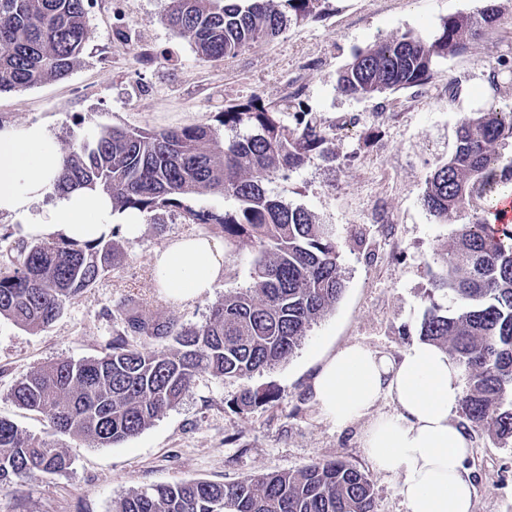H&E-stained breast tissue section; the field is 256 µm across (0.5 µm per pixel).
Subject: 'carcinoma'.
<instances>
[{"label": "carcinoma", "mask_w": 512, "mask_h": 512, "mask_svg": "<svg viewBox=\"0 0 512 512\" xmlns=\"http://www.w3.org/2000/svg\"><path fill=\"white\" fill-rule=\"evenodd\" d=\"M87 0H0V92L65 79L87 40ZM171 0L163 17L204 60L233 57L287 24L318 19L329 0ZM500 21L494 0L477 16L451 15L430 41L411 32L356 52L337 78L338 93L363 100L423 86L436 58L467 51ZM512 61L497 57L484 75L488 108L470 112L455 129L448 159L426 180L423 204L440 221L462 219L452 243L436 252L429 307L419 338L445 349L468 374L461 425L500 445L512 444V224L493 201L512 196V108L503 109ZM221 136L211 126L160 131L101 125L63 153L56 188L97 189L115 209L151 213L182 208L193 193L230 196L234 210H187L195 224L217 225L224 239L256 250L246 288L224 292L198 326L153 318L128 295L112 306V342L98 357L60 360L19 381L11 396L53 428L90 447L119 445L139 434L191 390L195 377L248 380L298 349L311 325L340 299V245L330 224L290 207L265 183L327 153L329 135L299 109L283 123L258 97L227 106ZM476 198L490 201L469 213ZM76 245L20 240L0 252V317L38 329L67 302L118 266L113 236ZM451 301L444 307L435 295ZM171 346L146 351L143 344ZM268 388H246L237 407L267 406ZM69 455L0 418V486L37 474L68 472ZM112 512H375L369 477L339 459L317 460L294 472H269L231 484L181 481L133 491Z\"/></svg>", "instance_id": "1"}]
</instances>
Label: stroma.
<instances>
[{"mask_svg":"<svg viewBox=\"0 0 512 512\" xmlns=\"http://www.w3.org/2000/svg\"><path fill=\"white\" fill-rule=\"evenodd\" d=\"M170 0H92L88 39L79 64L63 80L0 92V127L23 131L47 124L59 148L102 124L162 130L217 125L225 106L260 96L288 112V94L325 128L331 152L315 156L269 190L336 227L345 289L314 324L295 353L248 382L200 374L190 393L137 436L110 448H89L57 432L40 414L18 407L14 385L59 360L100 355L112 340L107 311L128 294L161 320L199 325L233 288L250 283L255 251L225 244L227 271L210 296L192 303L163 298L151 285L156 249L187 235L224 242L216 227L186 223L168 209L144 215L136 239L117 237L119 266L95 287L67 302L56 321L29 330L0 319V418L27 435L62 448L72 466L0 487V512H112V501L134 490L180 481L233 483L268 471H295L315 460L342 459L364 471L376 512H404L399 476L378 471L361 435L365 421L341 429L327 421L309 392L311 375L330 353L362 344L400 356L418 339L429 305V268L457 222H440L424 207L426 179L447 156L457 123L482 106L480 81L498 45L512 42V0H497L501 20L458 56L438 58L424 86L358 101L336 90L338 73L355 51L412 32L432 39L448 16L476 15L484 0H330L319 19L287 26L236 57L200 59L162 18ZM123 9L137 45L115 28ZM462 89L448 97V81ZM273 387L276 401L240 410L243 386ZM468 465L476 484L473 512H512V447L472 439Z\"/></svg>","mask_w":512,"mask_h":512,"instance_id":"35a3bbf8","label":"stroma"}]
</instances>
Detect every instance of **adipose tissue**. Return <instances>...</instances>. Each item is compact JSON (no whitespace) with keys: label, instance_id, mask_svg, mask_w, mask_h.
I'll list each match as a JSON object with an SVG mask.
<instances>
[{"label":"adipose tissue","instance_id":"ef3b65f1","mask_svg":"<svg viewBox=\"0 0 512 512\" xmlns=\"http://www.w3.org/2000/svg\"><path fill=\"white\" fill-rule=\"evenodd\" d=\"M62 154L47 126L23 133L0 129V213L30 239L80 244L121 227L138 237L141 215L116 211L101 191L54 192ZM152 269L174 301L200 299L224 277V253L205 238L182 237L157 249ZM314 399L322 415L343 428L367 419L363 446L374 466L398 474L405 512H473L475 482L466 461L471 442L452 415L463 397L462 369L447 351L419 341L392 357L361 344L333 352L314 372ZM389 400L395 413L378 412Z\"/></svg>","mask_w":512,"mask_h":512}]
</instances>
